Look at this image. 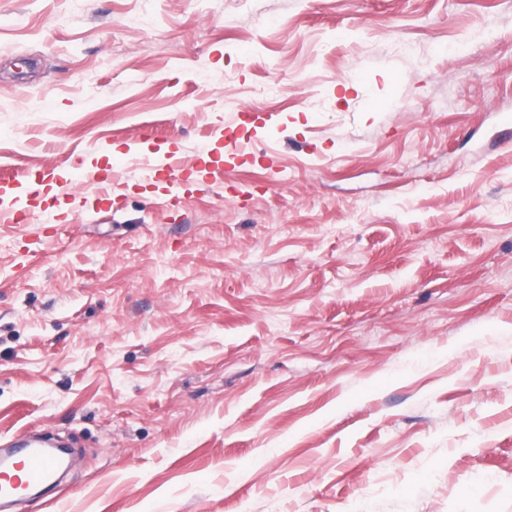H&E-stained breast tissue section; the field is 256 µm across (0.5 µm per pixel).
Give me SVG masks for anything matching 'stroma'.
Listing matches in <instances>:
<instances>
[{"label": "stroma", "mask_w": 512, "mask_h": 512, "mask_svg": "<svg viewBox=\"0 0 512 512\" xmlns=\"http://www.w3.org/2000/svg\"><path fill=\"white\" fill-rule=\"evenodd\" d=\"M506 116L512 0H0L13 512H512ZM20 448H31L23 454L20 462L13 467L21 473L10 475L0 472V498L10 499L22 491L39 487L45 484L56 470V461L50 454L32 448L31 443L24 441L18 445Z\"/></svg>", "instance_id": "obj_1"}]
</instances>
